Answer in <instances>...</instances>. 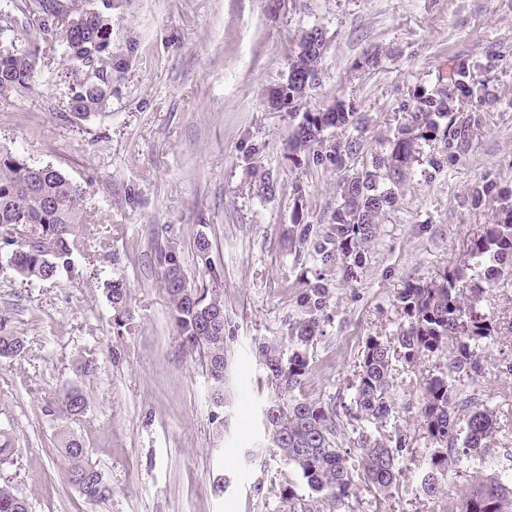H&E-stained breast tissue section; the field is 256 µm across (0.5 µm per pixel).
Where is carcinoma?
I'll return each mask as SVG.
<instances>
[{
  "label": "carcinoma",
  "mask_w": 512,
  "mask_h": 512,
  "mask_svg": "<svg viewBox=\"0 0 512 512\" xmlns=\"http://www.w3.org/2000/svg\"><path fill=\"white\" fill-rule=\"evenodd\" d=\"M27 23L39 35L38 52L0 49V94L29 90L36 81L38 53L63 51L72 78L70 112L65 120L76 124L105 107L112 98V71L121 61L112 53L113 0L84 10V19L71 22V8L54 0H29ZM298 51L289 64L286 83L293 110L307 90L320 79L319 64L325 48L318 32L301 33ZM499 55L489 47L478 55L458 58L446 83L429 88L418 84L403 106L401 120L390 129L372 159L364 156L361 127L364 118L352 99H338L305 111L292 126L287 140L288 160L297 168L332 165L343 172L338 183L340 202L332 215L331 242L343 259L360 263L361 247L376 233L380 217L397 202L395 187L424 148L437 151L427 158L434 173L457 166L468 155L484 113L496 101L491 73ZM86 192L52 166H34L26 159L0 151V255L27 281H55L74 270V256L84 249ZM465 202L473 209L493 206L492 222L471 232L466 259L449 267L438 279L409 285L398 295L407 318L395 343L372 337L366 343L358 379L349 399L330 403L294 396L309 373L307 347L320 333L325 287L309 286L303 296L308 317L291 328L288 348L277 342L261 343L256 355L268 372L274 396L265 407V435L285 463L294 468L312 492L301 512L349 509L360 486L387 497L396 487L398 455L407 447V435L363 434L355 448H343L337 439L345 424L378 425L387 422L393 361L412 363L422 356L448 354L443 368L421 386V417L435 443L420 490L428 497L446 496L445 473L462 456L484 459L490 454L487 439L496 428L488 395L458 384L475 382L482 375L483 352L492 338L491 319L480 313L475 300L483 285L512 281V186L486 177L469 191ZM313 225L304 214L293 218L292 243L306 242ZM199 272L214 274L212 242L200 233L195 240ZM165 291L182 347L194 354L206 352L205 370L214 385L213 396L224 398V301L210 282L184 286L180 256L168 247L159 250ZM106 297L118 328L133 327L130 289L120 279L104 283ZM469 296H464L463 290ZM0 318V358L24 350L25 340L13 334ZM60 412L76 417L86 408L83 393L74 387L57 398ZM71 461L69 482L87 499L99 502L111 490L98 486L93 467L85 463L84 448L70 440L64 448ZM0 512H29L26 499L11 485L0 483ZM456 512H512V474L478 472L460 490Z\"/></svg>",
  "instance_id": "cac0c4a2"
}]
</instances>
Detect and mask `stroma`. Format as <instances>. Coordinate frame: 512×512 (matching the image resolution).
Segmentation results:
<instances>
[{"label": "stroma", "mask_w": 512, "mask_h": 512, "mask_svg": "<svg viewBox=\"0 0 512 512\" xmlns=\"http://www.w3.org/2000/svg\"><path fill=\"white\" fill-rule=\"evenodd\" d=\"M114 0L112 51L126 61L112 73L106 107L73 125L71 81L62 56L38 60L33 90L0 96V150L36 166H52L86 190L85 250L72 278L25 282L0 265V317L24 338L21 356L0 361V432L12 440L9 480L31 512H288L286 490L310 492L269 448L260 428L272 389L254 357L258 341H283L306 309L310 284L328 293L321 333L309 348L302 395L326 401L350 393L372 336L392 339L405 322L397 296L435 280L464 255L491 207L474 210L469 188L490 175L512 183V0ZM25 0H0V45L29 52L37 35ZM320 27L327 49L321 82L302 110L351 97L367 123L365 154L380 149L410 89L436 86L456 56L494 48L497 101L485 114L468 156L434 179L412 165L366 244L353 274L322 261L341 178L334 167L293 166L284 143L294 120L270 92L288 73L296 42ZM378 49L380 68L359 67ZM275 191L257 194L260 173ZM302 207L316 233L290 246L292 216ZM213 243L211 262L224 298L228 372L224 406L214 408L198 358L176 332L156 256L174 247L189 282H197L195 239ZM123 278L131 289L133 327L118 329L103 284ZM478 311L496 332L479 384L499 430L492 465L512 467V282L487 285ZM441 357L396 361L386 432L410 439L400 451L401 476L391 498L360 491L352 512H448L462 477L479 471L461 458L448 495L430 498L420 474L435 448L420 418V387L444 365ZM80 389L82 416L68 419L57 393ZM75 437L85 459L111 487L87 501L67 479L61 452ZM225 479L224 495L214 492Z\"/></svg>", "instance_id": "1"}]
</instances>
